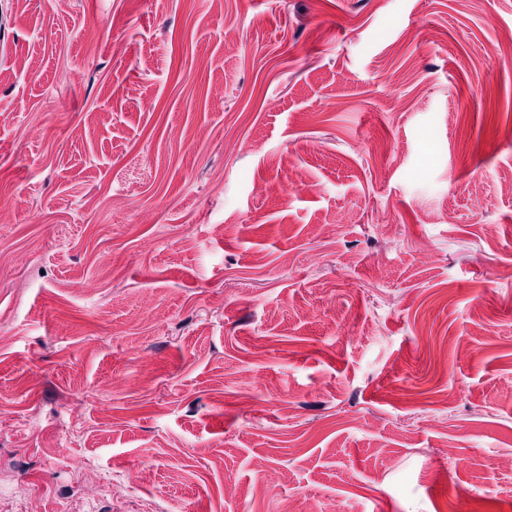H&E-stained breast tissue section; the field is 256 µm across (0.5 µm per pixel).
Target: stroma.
I'll use <instances>...</instances> for the list:
<instances>
[{"label":"stroma","mask_w":512,"mask_h":512,"mask_svg":"<svg viewBox=\"0 0 512 512\" xmlns=\"http://www.w3.org/2000/svg\"><path fill=\"white\" fill-rule=\"evenodd\" d=\"M509 45L512 0H0V512H512Z\"/></svg>","instance_id":"obj_1"}]
</instances>
